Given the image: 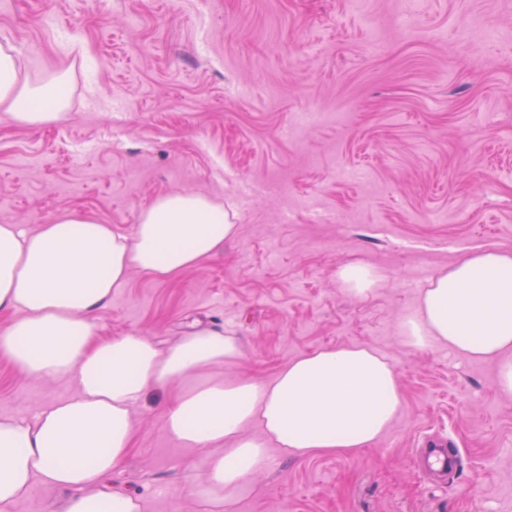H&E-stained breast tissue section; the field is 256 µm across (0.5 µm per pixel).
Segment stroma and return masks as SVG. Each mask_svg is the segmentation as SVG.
<instances>
[{
    "mask_svg": "<svg viewBox=\"0 0 512 512\" xmlns=\"http://www.w3.org/2000/svg\"><path fill=\"white\" fill-rule=\"evenodd\" d=\"M0 44L31 82L69 78L58 122L21 127L0 108V224L76 210L126 233L188 191L239 227L175 279L132 272L99 335L169 344L231 325L245 357L225 376L263 380L367 344L404 392L367 449L278 457L220 509L186 494L203 457L165 434L152 395L105 492L147 512H512V396L495 363L417 352L399 331L430 276L476 247L512 251V0H0ZM349 264L380 274L368 296L337 279ZM75 389L0 357V418ZM447 437L463 464L436 491L413 458Z\"/></svg>",
    "mask_w": 512,
    "mask_h": 512,
    "instance_id": "stroma-1",
    "label": "stroma"
}]
</instances>
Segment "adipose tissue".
<instances>
[{"label": "adipose tissue", "instance_id": "1", "mask_svg": "<svg viewBox=\"0 0 512 512\" xmlns=\"http://www.w3.org/2000/svg\"><path fill=\"white\" fill-rule=\"evenodd\" d=\"M22 78L0 46V107L20 125L61 120L62 98ZM222 204L197 193L157 197L131 232L75 211L28 231L0 224V357L34 380H73L75 393L32 418L0 419V512L39 487L64 492L58 512H143L140 497L107 493L126 460L133 413L152 391L168 437L204 457L193 497L231 503L248 475L276 455L355 454L399 414L397 371L368 345L325 347L286 361L276 376L226 378L244 350L235 331L195 329L169 346L96 336L97 317L131 272L175 278L237 234ZM414 350L433 346L497 365L512 396V251L481 249L440 270L402 321Z\"/></svg>", "mask_w": 512, "mask_h": 512}]
</instances>
